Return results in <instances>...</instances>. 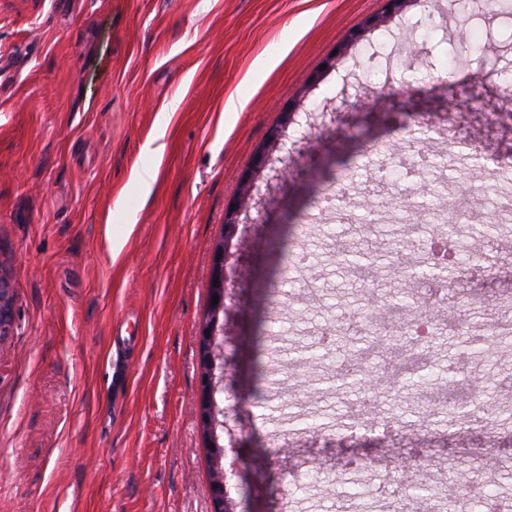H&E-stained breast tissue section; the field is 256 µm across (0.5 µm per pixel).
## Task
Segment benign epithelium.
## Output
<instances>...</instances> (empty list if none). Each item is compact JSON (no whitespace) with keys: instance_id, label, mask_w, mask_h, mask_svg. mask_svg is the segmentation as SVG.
Segmentation results:
<instances>
[{"instance_id":"7a95c632","label":"benign epithelium","mask_w":512,"mask_h":512,"mask_svg":"<svg viewBox=\"0 0 512 512\" xmlns=\"http://www.w3.org/2000/svg\"><path fill=\"white\" fill-rule=\"evenodd\" d=\"M211 279L218 280V285L211 286V293L218 296V303L211 305L213 320L209 322L206 332L202 337L200 409L206 431L211 438L212 445H214L216 467L213 483L216 484V487L212 488V493L217 509L220 510L223 507V503L228 501L224 486L225 470L221 465V460L225 457L224 446L219 444V436L217 435V428L224 427V422L219 420V417L224 415V410L219 408L215 400V392L220 383L216 376V369L218 361L221 360V353L217 352V349L220 348V345L216 343V336H218L217 324L219 314L224 311V300L226 297L224 258L221 257L215 262ZM15 326L16 310L11 296L10 281L5 275L0 274V336L9 334Z\"/></svg>"}]
</instances>
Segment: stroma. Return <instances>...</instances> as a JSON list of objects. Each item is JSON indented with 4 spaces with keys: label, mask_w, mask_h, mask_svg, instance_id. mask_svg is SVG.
<instances>
[{
    "label": "stroma",
    "mask_w": 512,
    "mask_h": 512,
    "mask_svg": "<svg viewBox=\"0 0 512 512\" xmlns=\"http://www.w3.org/2000/svg\"><path fill=\"white\" fill-rule=\"evenodd\" d=\"M385 4L0 0V269L17 312L0 339V512H214L199 357L219 255L232 297L215 398L239 403L225 456L237 464L227 485L237 512H432L418 484L447 488L449 467L467 457L469 480L512 497V339L471 356L439 329L431 379L403 391L412 411L457 361L504 423L496 438L477 441L457 407L422 443L316 437L345 423L356 398L335 367L304 356L360 296L343 253L391 251L377 263L381 295L436 294L474 333L512 279V220L498 214L512 172L494 171L512 152V102L488 87L486 110L507 115L489 130L430 77L448 67L512 76V13L484 0ZM276 44V67L255 69ZM232 95L243 110L225 111ZM289 106L298 122L284 140H311L300 153L270 150L287 179L262 185L260 208L242 211L225 239L226 210ZM393 139L435 143L444 169L374 187L385 161L376 147ZM352 161L354 195L375 208L349 207L340 225L318 205ZM146 169L158 172L148 189ZM436 187L450 208L477 201L483 220L499 221L491 254L483 220L459 227L457 247L475 260L453 289L392 272L394 259L412 260V240L438 238Z\"/></svg>",
    "instance_id": "obj_1"
}]
</instances>
